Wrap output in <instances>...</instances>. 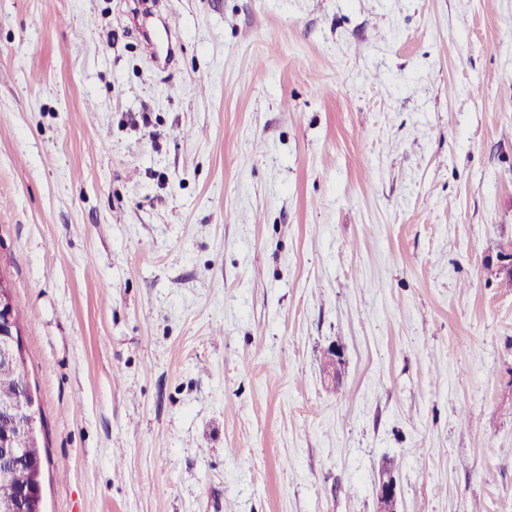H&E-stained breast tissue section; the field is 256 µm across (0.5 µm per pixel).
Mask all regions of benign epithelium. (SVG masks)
Here are the masks:
<instances>
[{
    "label": "benign epithelium",
    "mask_w": 512,
    "mask_h": 512,
    "mask_svg": "<svg viewBox=\"0 0 512 512\" xmlns=\"http://www.w3.org/2000/svg\"><path fill=\"white\" fill-rule=\"evenodd\" d=\"M15 303L9 282L0 270V364L22 374L18 395L0 403V479L27 467L26 448L39 437L38 397L28 377L26 349L14 322ZM39 477L16 487L13 510L26 508L33 498H41ZM397 482L390 471L382 472L377 490L378 512H397Z\"/></svg>",
    "instance_id": "1"
}]
</instances>
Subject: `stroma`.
I'll list each match as a JSON object with an SVG mask.
<instances>
[{"mask_svg":"<svg viewBox=\"0 0 512 512\" xmlns=\"http://www.w3.org/2000/svg\"><path fill=\"white\" fill-rule=\"evenodd\" d=\"M511 242L512 0H0L45 512H512ZM397 482L391 471L382 472L377 490V504L379 512H396L397 510Z\"/></svg>","mask_w":512,"mask_h":512,"instance_id":"35a3bbf8","label":"stroma"}]
</instances>
